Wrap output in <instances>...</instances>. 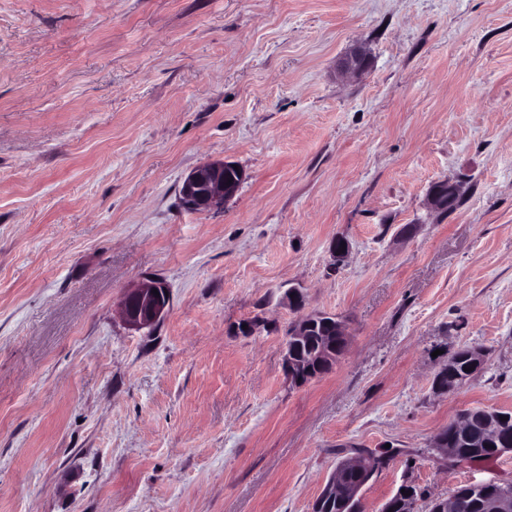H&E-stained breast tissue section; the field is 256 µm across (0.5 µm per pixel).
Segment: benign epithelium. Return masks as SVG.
Segmentation results:
<instances>
[{
  "instance_id": "7a95c632",
  "label": "benign epithelium",
  "mask_w": 512,
  "mask_h": 512,
  "mask_svg": "<svg viewBox=\"0 0 512 512\" xmlns=\"http://www.w3.org/2000/svg\"><path fill=\"white\" fill-rule=\"evenodd\" d=\"M368 51L355 47L342 59L340 71L357 75L368 70ZM245 174L227 160L205 161L191 169L184 177L179 196L183 204L192 210L221 209L238 192ZM463 195L462 186L450 182H436L427 194L431 211L450 212ZM169 291L164 282L156 278H144L125 289L119 303V313L124 322L138 331L151 332L168 312ZM348 338L345 325L334 318L320 344L321 356L331 359L336 356V338ZM367 464L357 457H347L336 466L334 476L321 490L318 499H332L347 504L358 497L363 471Z\"/></svg>"
}]
</instances>
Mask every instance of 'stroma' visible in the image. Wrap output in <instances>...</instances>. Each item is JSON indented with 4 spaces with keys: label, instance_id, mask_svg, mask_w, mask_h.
Here are the masks:
<instances>
[{
    "label": "stroma",
    "instance_id": "35a3bbf8",
    "mask_svg": "<svg viewBox=\"0 0 512 512\" xmlns=\"http://www.w3.org/2000/svg\"><path fill=\"white\" fill-rule=\"evenodd\" d=\"M224 159L237 194L184 207ZM145 277L150 333L118 312ZM302 311L350 346L296 386ZM465 346L481 369L437 393ZM475 407L512 411V0H0V512H311L383 450L363 512L405 483L429 512L512 480V451L434 450ZM370 56L368 51L361 47H354L345 55L340 65V71L345 74L357 75L368 70ZM234 162L205 161L191 169L184 177L179 196L192 210L221 209L238 192L245 174ZM232 179V183H228ZM463 193L462 186L459 184L436 182L431 185L427 194L428 208L430 211L451 212ZM157 289L159 296L153 293ZM169 291L164 282L144 278L125 289L119 303V313L132 329L150 333L168 312ZM366 467L367 464L357 457H347L340 461L336 466L334 476L326 482L315 502L332 499L343 505L354 500L358 497L362 471ZM343 512H360V500L356 499L350 502Z\"/></svg>",
    "mask_w": 512,
    "mask_h": 512
}]
</instances>
